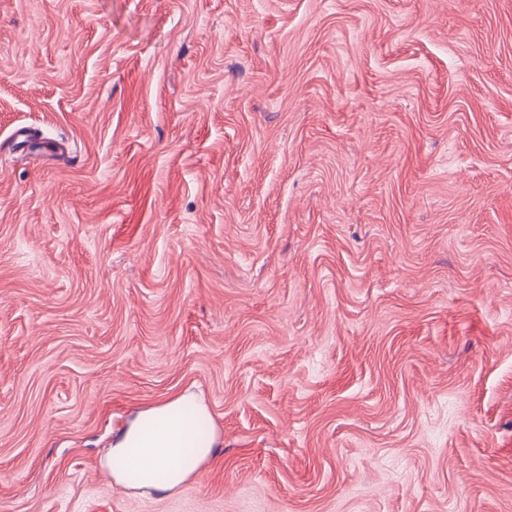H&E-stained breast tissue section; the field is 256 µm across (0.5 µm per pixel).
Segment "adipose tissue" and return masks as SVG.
<instances>
[{
    "mask_svg": "<svg viewBox=\"0 0 512 512\" xmlns=\"http://www.w3.org/2000/svg\"><path fill=\"white\" fill-rule=\"evenodd\" d=\"M203 405L182 396L138 417L111 449L106 465L117 484L147 492L176 489L217 456L212 440H198Z\"/></svg>",
    "mask_w": 512,
    "mask_h": 512,
    "instance_id": "ef3b65f1",
    "label": "adipose tissue"
}]
</instances>
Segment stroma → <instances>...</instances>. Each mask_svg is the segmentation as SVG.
Instances as JSON below:
<instances>
[{"label":"stroma","instance_id":"stroma-1","mask_svg":"<svg viewBox=\"0 0 512 512\" xmlns=\"http://www.w3.org/2000/svg\"><path fill=\"white\" fill-rule=\"evenodd\" d=\"M0 512H512V0H0ZM206 415V408L187 395L146 411L107 456L114 481L159 493L185 484L218 454L212 439L197 440L198 422Z\"/></svg>","mask_w":512,"mask_h":512}]
</instances>
